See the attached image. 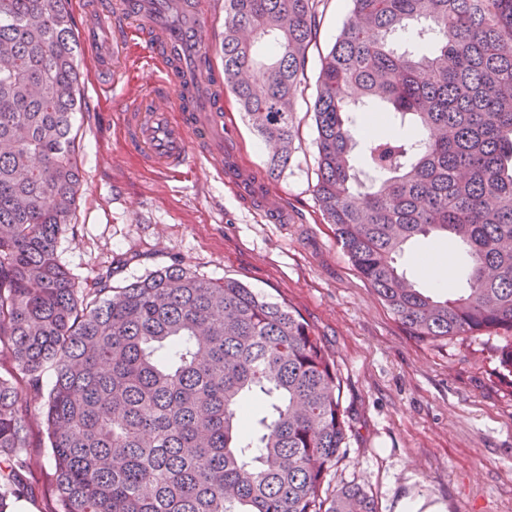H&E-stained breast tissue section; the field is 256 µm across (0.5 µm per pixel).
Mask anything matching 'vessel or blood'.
<instances>
[{"label": "vessel or blood", "instance_id": "vessel-or-blood-1", "mask_svg": "<svg viewBox=\"0 0 512 512\" xmlns=\"http://www.w3.org/2000/svg\"><path fill=\"white\" fill-rule=\"evenodd\" d=\"M212 28L207 0H119L112 47L96 57L100 89L111 92L116 62H144L147 80L119 96L124 151L168 173L201 157L214 161L225 184L273 223L284 222L282 198L224 156V82L197 66Z\"/></svg>", "mask_w": 512, "mask_h": 512}]
</instances>
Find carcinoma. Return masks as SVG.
Instances as JSON below:
<instances>
[{
    "instance_id": "obj_1",
    "label": "carcinoma",
    "mask_w": 512,
    "mask_h": 512,
    "mask_svg": "<svg viewBox=\"0 0 512 512\" xmlns=\"http://www.w3.org/2000/svg\"><path fill=\"white\" fill-rule=\"evenodd\" d=\"M319 0H224V83L291 160L294 98ZM320 57L315 198L362 278L414 336L503 337L512 389V0H350ZM76 20L67 0H0V512L25 494L44 404L55 512H377L358 486L325 503L347 445L336 360L308 322L239 280L179 265L76 286L57 240L82 188ZM373 105L391 128L360 139ZM364 142L366 168L352 153ZM432 233L469 257L439 297L398 272Z\"/></svg>"
}]
</instances>
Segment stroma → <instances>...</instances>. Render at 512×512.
I'll use <instances>...</instances> for the list:
<instances>
[{"label":"stroma","instance_id":"obj_1","mask_svg":"<svg viewBox=\"0 0 512 512\" xmlns=\"http://www.w3.org/2000/svg\"><path fill=\"white\" fill-rule=\"evenodd\" d=\"M349 16V0H320L318 31L295 96L298 127L289 165L268 174L270 149L253 131L232 94L224 96L231 145L252 175L288 205L276 224L243 201L212 164L178 177L148 169L123 151L119 110L96 91V48L81 41V108L75 148L84 185L57 253L77 287L108 274L121 285L174 263L213 279L232 277L267 299L287 304L311 325L335 357L342 405L350 419L346 450L322 489L331 498L362 488L378 512H512V389L497 376L496 337L423 341L411 336L357 273L325 224L315 199L317 154L313 104L320 56ZM446 262L465 288L467 257L442 237L406 247L400 270L434 292L417 253ZM53 383L30 394L26 479L30 512H53L52 461L41 408Z\"/></svg>","mask_w":512,"mask_h":512}]
</instances>
